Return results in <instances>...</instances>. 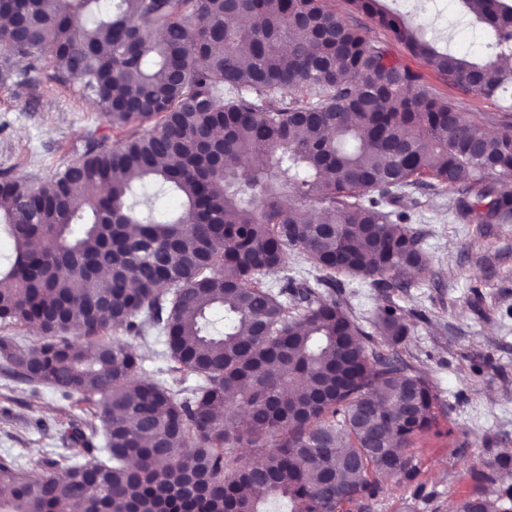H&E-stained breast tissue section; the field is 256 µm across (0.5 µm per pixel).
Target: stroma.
Segmentation results:
<instances>
[{"label": "stroma", "mask_w": 512, "mask_h": 512, "mask_svg": "<svg viewBox=\"0 0 512 512\" xmlns=\"http://www.w3.org/2000/svg\"><path fill=\"white\" fill-rule=\"evenodd\" d=\"M327 5L420 72L426 89L479 113L485 129H499L503 118H512V102L463 95L346 0H327ZM397 6L426 39H439L461 54H484L479 25L457 9L455 0H397ZM55 72L47 57L25 83L0 84V176L39 185L83 154L88 135L110 134L93 99L79 84L57 82ZM455 198V192L440 190L428 178L403 202L430 259L427 273L408 276L404 288L345 277L337 291L366 319L384 305L404 311L411 321L405 341L395 347L379 341L373 348L406 360L437 394L436 423L410 450L414 479H381L376 497L344 512H454L466 494L479 489L496 497L512 486V468L500 470L492 484L472 477L473 471L512 457V224L456 222ZM112 336L141 354L143 377L158 378L167 367L158 337L144 339L122 329ZM99 425L96 402L78 395L61 398L0 361V455L17 457L25 471L57 475L72 452L74 431L87 433Z\"/></svg>", "instance_id": "35a3bbf8"}]
</instances>
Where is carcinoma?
<instances>
[{
	"label": "carcinoma",
	"mask_w": 512,
	"mask_h": 512,
	"mask_svg": "<svg viewBox=\"0 0 512 512\" xmlns=\"http://www.w3.org/2000/svg\"><path fill=\"white\" fill-rule=\"evenodd\" d=\"M348 2L464 95L512 99V0H457L487 34L477 59L381 0ZM2 16L0 82L48 56L123 137L93 140L37 187L0 179L15 243L0 325L41 329L31 346L1 337L0 358L96 400L104 454L74 451L62 478L1 457L0 512H342L377 495L378 475L412 479L434 387L368 353L363 324L317 288L428 271L411 213L393 208L425 176L459 194L458 215L511 224L512 124L485 130L323 0H8ZM149 185L181 209L142 216ZM290 197L318 203L317 221ZM48 237L53 251L33 248ZM290 250L313 268L291 306L264 281ZM373 326L396 346L411 321L383 306ZM118 328L163 336L170 379L138 377L136 350L108 336ZM510 502L476 490L456 512Z\"/></svg>",
	"instance_id": "carcinoma-1"
}]
</instances>
